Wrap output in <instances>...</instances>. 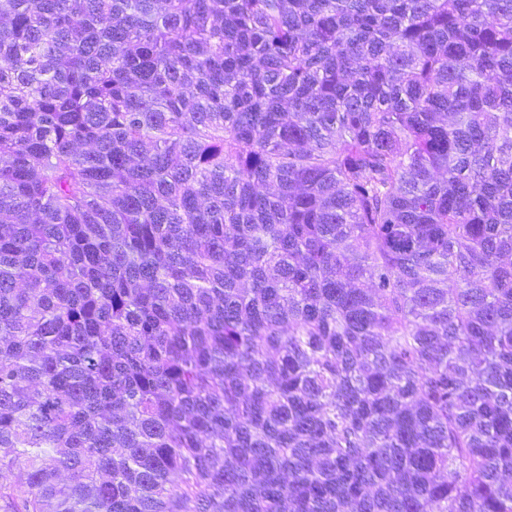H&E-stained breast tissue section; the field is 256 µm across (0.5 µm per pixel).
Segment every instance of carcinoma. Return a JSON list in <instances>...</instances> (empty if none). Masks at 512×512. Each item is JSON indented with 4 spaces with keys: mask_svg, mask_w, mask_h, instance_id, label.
<instances>
[{
    "mask_svg": "<svg viewBox=\"0 0 512 512\" xmlns=\"http://www.w3.org/2000/svg\"><path fill=\"white\" fill-rule=\"evenodd\" d=\"M0 512H512V0H0Z\"/></svg>",
    "mask_w": 512,
    "mask_h": 512,
    "instance_id": "carcinoma-1",
    "label": "carcinoma"
}]
</instances>
